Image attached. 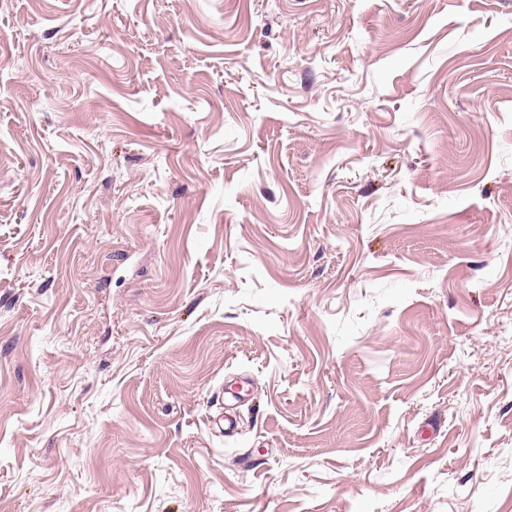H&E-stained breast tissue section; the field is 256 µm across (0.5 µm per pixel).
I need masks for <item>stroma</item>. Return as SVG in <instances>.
<instances>
[{
	"mask_svg": "<svg viewBox=\"0 0 512 512\" xmlns=\"http://www.w3.org/2000/svg\"><path fill=\"white\" fill-rule=\"evenodd\" d=\"M0 512H512V0H0Z\"/></svg>",
	"mask_w": 512,
	"mask_h": 512,
	"instance_id": "35a3bbf8",
	"label": "stroma"
}]
</instances>
